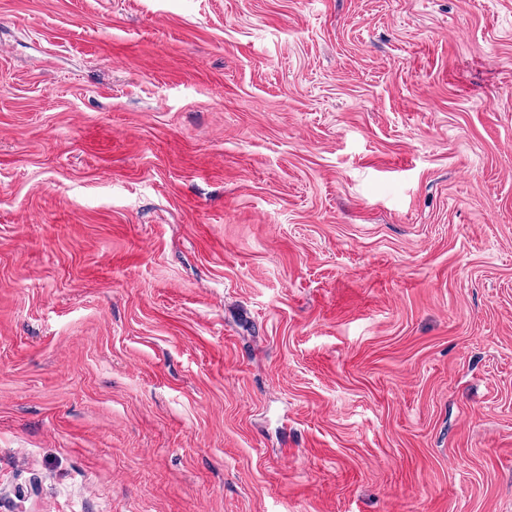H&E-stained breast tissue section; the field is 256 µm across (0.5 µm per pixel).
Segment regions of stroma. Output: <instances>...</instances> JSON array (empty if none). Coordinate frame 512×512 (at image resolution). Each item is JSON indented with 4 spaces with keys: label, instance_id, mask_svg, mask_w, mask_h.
I'll return each mask as SVG.
<instances>
[{
    "label": "stroma",
    "instance_id": "stroma-1",
    "mask_svg": "<svg viewBox=\"0 0 512 512\" xmlns=\"http://www.w3.org/2000/svg\"><path fill=\"white\" fill-rule=\"evenodd\" d=\"M0 512H512V0H0Z\"/></svg>",
    "mask_w": 512,
    "mask_h": 512
}]
</instances>
